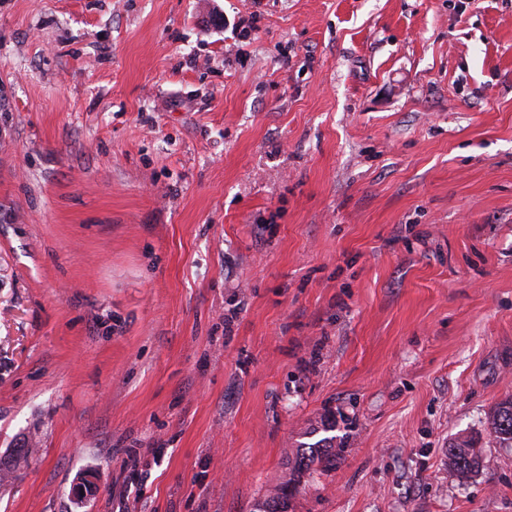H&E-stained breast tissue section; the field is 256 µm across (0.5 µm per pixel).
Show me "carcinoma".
Returning a JSON list of instances; mask_svg holds the SVG:
<instances>
[{
  "instance_id": "obj_1",
  "label": "carcinoma",
  "mask_w": 512,
  "mask_h": 512,
  "mask_svg": "<svg viewBox=\"0 0 512 512\" xmlns=\"http://www.w3.org/2000/svg\"><path fill=\"white\" fill-rule=\"evenodd\" d=\"M491 430L503 445L512 447V397L503 400L494 410L490 420ZM344 442H336V437L326 436L297 450L295 459L288 467L275 488L262 502L255 506L256 512H287L288 498L298 489L304 475L315 468L327 470L336 465V460L344 452ZM33 453L31 448L15 449L14 458L9 464L0 466V481L9 475L20 463H28ZM482 464V454L472 437H460L448 445V468L455 473L468 475L477 471Z\"/></svg>"
}]
</instances>
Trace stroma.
I'll return each mask as SVG.
<instances>
[{"label": "stroma", "instance_id": "35a3bbf8", "mask_svg": "<svg viewBox=\"0 0 512 512\" xmlns=\"http://www.w3.org/2000/svg\"><path fill=\"white\" fill-rule=\"evenodd\" d=\"M509 397L512 0H0V512H512ZM491 430L506 447H512V397L503 400L494 410L490 420ZM336 438V435L326 436L314 444L301 445L294 461L288 463L280 482L255 506V511L287 512L288 498L297 491L304 475L317 468L327 470L336 466V460L340 459L345 449L344 442L340 439L336 443ZM482 454L472 437H460L448 445V468L455 473L468 475L482 464Z\"/></svg>", "mask_w": 512, "mask_h": 512}]
</instances>
